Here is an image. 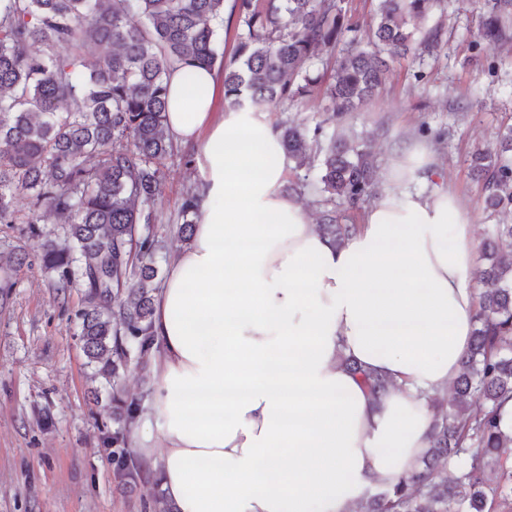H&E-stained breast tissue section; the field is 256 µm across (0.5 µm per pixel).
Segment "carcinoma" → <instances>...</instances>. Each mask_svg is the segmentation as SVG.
Segmentation results:
<instances>
[{
  "label": "carcinoma",
  "mask_w": 512,
  "mask_h": 512,
  "mask_svg": "<svg viewBox=\"0 0 512 512\" xmlns=\"http://www.w3.org/2000/svg\"><path fill=\"white\" fill-rule=\"evenodd\" d=\"M343 0H0V224H26L40 267L61 293L83 289L79 340L90 380L110 388L112 445L124 447L138 412L121 398L132 361L151 353L160 241L156 205L166 161L188 166L194 155L166 133L167 83L177 67H218L224 107L274 112L321 93L332 119L366 106L383 88L391 63L429 55L444 42L435 26L415 39L416 25L441 0H378L365 26ZM235 23L233 55L217 62V31ZM512 42V0H493L471 49L498 76L497 46ZM109 48L101 61L87 48ZM330 73L316 69L320 54ZM293 177L288 189L320 194L317 230L342 244L356 230L342 213L377 195L369 149L323 123L313 134L279 126ZM326 141L315 175L305 169ZM474 175L486 208L512 209V125L493 153H479ZM197 186L177 214L189 239ZM60 232L38 227L42 212ZM486 264L475 328L453 382L454 396L430 398L431 444L419 467L365 500L361 512H494L512 497V433L501 409L512 400V224H494L482 241ZM372 398L385 376L343 359Z\"/></svg>",
  "instance_id": "cac0c4a2"
}]
</instances>
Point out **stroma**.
<instances>
[{"instance_id": "1", "label": "stroma", "mask_w": 512, "mask_h": 512, "mask_svg": "<svg viewBox=\"0 0 512 512\" xmlns=\"http://www.w3.org/2000/svg\"><path fill=\"white\" fill-rule=\"evenodd\" d=\"M488 0H445L446 43L420 61L427 78L406 76L407 62L394 64L370 109L349 123L377 158V180L386 185L390 158L413 145L416 130L436 133L435 152L443 183L457 190L475 218V237L491 224L481 185L471 175L474 153L494 150L512 123V49L498 55L506 77L492 79L469 43ZM196 166L168 162L155 229L167 259L184 241L169 230L183 191L198 183ZM22 224H0V512H156L152 492L159 473L124 486L115 477L113 448L106 439L112 407L93 401L79 344L80 289L60 294L38 266L10 268L7 257L32 250Z\"/></svg>"}]
</instances>
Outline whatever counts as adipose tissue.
Wrapping results in <instances>:
<instances>
[{
    "instance_id": "ef3b65f1",
    "label": "adipose tissue",
    "mask_w": 512,
    "mask_h": 512,
    "mask_svg": "<svg viewBox=\"0 0 512 512\" xmlns=\"http://www.w3.org/2000/svg\"><path fill=\"white\" fill-rule=\"evenodd\" d=\"M223 81L171 73L167 132L197 146L198 220L152 316L148 434L175 512H355L430 446L428 399L456 378L475 324L474 217L427 193L415 144L357 232L336 246L286 195L266 112L217 113ZM392 382L380 400L341 364Z\"/></svg>"
}]
</instances>
